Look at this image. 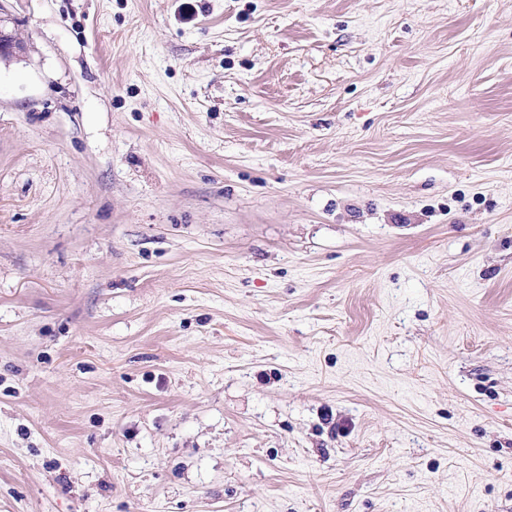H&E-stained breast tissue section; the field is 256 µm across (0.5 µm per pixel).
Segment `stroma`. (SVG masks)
Returning <instances> with one entry per match:
<instances>
[{"label":"stroma","instance_id":"stroma-1","mask_svg":"<svg viewBox=\"0 0 512 512\" xmlns=\"http://www.w3.org/2000/svg\"><path fill=\"white\" fill-rule=\"evenodd\" d=\"M0 15V512H512V0Z\"/></svg>","mask_w":512,"mask_h":512}]
</instances>
